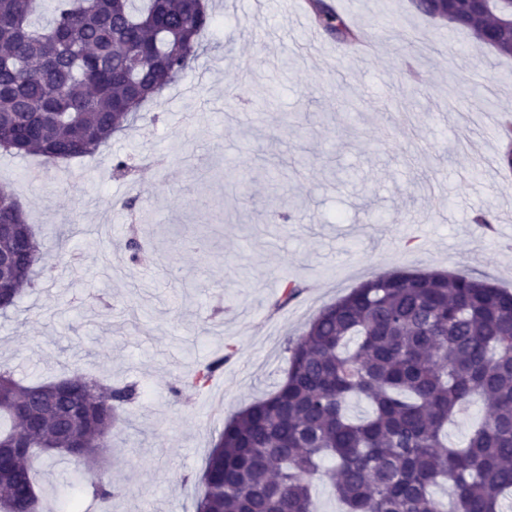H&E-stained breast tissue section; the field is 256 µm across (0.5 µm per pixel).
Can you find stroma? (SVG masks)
I'll use <instances>...</instances> for the list:
<instances>
[{
  "label": "stroma",
  "instance_id": "35a3bbf8",
  "mask_svg": "<svg viewBox=\"0 0 512 512\" xmlns=\"http://www.w3.org/2000/svg\"><path fill=\"white\" fill-rule=\"evenodd\" d=\"M375 49L352 55L305 0H206L214 17L181 84L100 153L0 154L44 257L0 315V363L29 382L76 372L144 392L112 430L110 512H195L227 417L262 398L327 304L378 273H470L512 292V180L489 116L512 115V56L411 0H330ZM129 165L113 172L116 159ZM147 211L133 224L123 202ZM492 209L493 230L471 224ZM135 228L131 262L113 224ZM306 290L276 307L284 280ZM227 355L202 390L169 393ZM36 464L43 512L84 497Z\"/></svg>",
  "mask_w": 512,
  "mask_h": 512
}]
</instances>
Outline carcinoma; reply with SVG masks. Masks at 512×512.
Instances as JSON below:
<instances>
[{"instance_id":"carcinoma-1","label":"carcinoma","mask_w":512,"mask_h":512,"mask_svg":"<svg viewBox=\"0 0 512 512\" xmlns=\"http://www.w3.org/2000/svg\"><path fill=\"white\" fill-rule=\"evenodd\" d=\"M0 0V148L55 164L91 156L175 83L211 26L203 0ZM336 39L357 34L326 0H306ZM466 30L512 55V28L497 8ZM512 169V122L501 126ZM0 284L19 299L41 261L35 232L14 192L0 187ZM288 369L266 397L224 422L202 474L196 512H319L310 478L324 462L347 512H503L512 491V293L467 274H378L324 306L301 338L287 341ZM226 357L200 364L186 384L206 387ZM136 382L89 374L23 384L0 365V447L25 449L0 469V512H41L34 461L67 457L92 499H111L100 472L112 427L140 401ZM370 411L356 417L349 402ZM484 415L462 448L443 428L461 406Z\"/></svg>"}]
</instances>
